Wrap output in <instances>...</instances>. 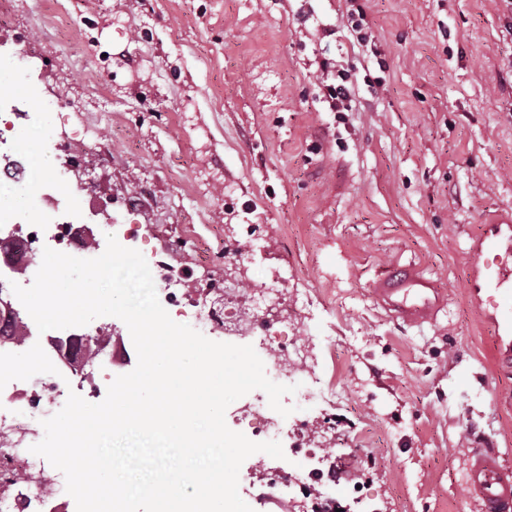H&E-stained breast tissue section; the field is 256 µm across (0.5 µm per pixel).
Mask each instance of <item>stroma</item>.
<instances>
[{"label":"stroma","mask_w":512,"mask_h":512,"mask_svg":"<svg viewBox=\"0 0 512 512\" xmlns=\"http://www.w3.org/2000/svg\"><path fill=\"white\" fill-rule=\"evenodd\" d=\"M9 0L0 66L52 105L69 219L139 224L192 277L252 248L243 289L283 277L278 328L325 386L289 436L352 512H477L474 448L512 465V368L470 295L471 246L512 210V6L504 0ZM351 70L330 111L322 60ZM77 152L86 173L67 170ZM411 265L446 296L417 327L373 286Z\"/></svg>","instance_id":"obj_1"}]
</instances>
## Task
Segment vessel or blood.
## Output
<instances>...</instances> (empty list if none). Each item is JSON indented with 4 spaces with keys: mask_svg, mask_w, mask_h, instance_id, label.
Returning a JSON list of instances; mask_svg holds the SVG:
<instances>
[{
    "mask_svg": "<svg viewBox=\"0 0 512 512\" xmlns=\"http://www.w3.org/2000/svg\"><path fill=\"white\" fill-rule=\"evenodd\" d=\"M472 250V294L481 316L494 327L500 358L511 364L512 221H490ZM373 292L383 309L411 324L433 320L442 307L434 282L412 267L382 276ZM466 482L480 512H512V468L504 466L495 451L473 449Z\"/></svg>",
    "mask_w": 512,
    "mask_h": 512,
    "instance_id": "obj_1",
    "label": "vessel or blood"
}]
</instances>
